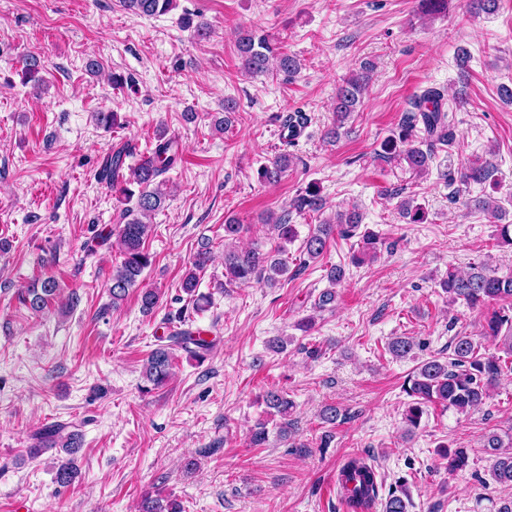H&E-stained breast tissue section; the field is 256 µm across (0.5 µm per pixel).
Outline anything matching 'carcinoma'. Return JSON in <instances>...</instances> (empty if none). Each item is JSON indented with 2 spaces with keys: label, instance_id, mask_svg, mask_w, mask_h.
Wrapping results in <instances>:
<instances>
[{
  "label": "carcinoma",
  "instance_id": "carcinoma-1",
  "mask_svg": "<svg viewBox=\"0 0 512 512\" xmlns=\"http://www.w3.org/2000/svg\"><path fill=\"white\" fill-rule=\"evenodd\" d=\"M125 9L143 16L161 15L175 6V0H122ZM237 43L242 56V68L252 75L265 73H283L289 77L298 73L300 62L293 55L279 51L269 38L253 31L237 32ZM40 61L32 55L24 59L21 72L25 78L40 86ZM374 64L366 61L360 70L343 81L336 89L334 102L335 122L325 132V139L334 143L340 137V129L362 105L363 92L371 80ZM445 93L437 87H428L410 101L409 112L400 120L397 130L382 143V157L399 158L417 174L429 170L435 149L450 147L456 141V134L448 120L445 110ZM134 153V147L123 145L113 151L98 173L100 181L119 186L124 207L119 213L117 243L123 260L120 266L112 270L109 286L110 306L118 307L137 285L143 271L152 264L150 254L145 250V241L150 225L144 219L156 212L168 196L166 180L162 179L171 167L181 160L180 148L176 140L161 131L156 144L147 155L136 164L125 166V159ZM292 158L280 153L259 169V178L265 183H276L288 170ZM494 165L480 158L474 159L470 166L456 172H448V186L465 184L470 180L485 181L492 177ZM326 207V200L317 184H309L305 191L298 194L290 209L276 216L268 213L263 217L265 224L277 239L275 247L269 251L258 248L243 250L233 244L243 231L244 225L234 219L224 224V284L245 286L253 282L264 283L270 287L278 277L288 273V264L282 258L286 252L285 244L296 236L295 225L291 224V213L304 215L320 212ZM402 218L412 224H423L427 213L420 204L407 199L399 204ZM362 217L355 210L339 213L336 222L324 221L313 228L304 240L303 252L309 260L321 257L327 244L334 235L345 238L356 236ZM362 251L352 256V263L360 265L373 261L380 254L383 242L366 231L361 235ZM212 260L209 242H203L194 254L192 269L181 283L183 292L193 297L199 279L197 273L206 269ZM344 269L333 267L328 273L330 287L321 291L314 306L319 312L329 309L336 303V286L344 279ZM440 287L448 294V300H462L472 307H483L491 301L501 303L485 317L484 334L493 338H502L503 350L512 356V274L500 275L489 269L486 263L474 264L467 272L448 268L446 277L440 280ZM60 285L53 276L35 279L31 285L18 292L19 303L34 313H41L49 304L57 301ZM171 341L202 360L211 350V343L201 336H195L187 329L170 336ZM423 343L409 336H400L388 343L389 352L403 358L410 355ZM449 360L442 362L431 358L422 362L415 372L403 384V391L413 398L404 414L406 432L419 427L425 407L438 403L458 413H466L485 403L488 389L502 375L505 363L494 353H479L473 338L457 335L453 338ZM171 348L161 345L154 349L143 364V377L155 386L164 385L171 377L173 369ZM268 408L275 410L283 422L280 434L288 435L291 422L288 413L293 401L277 390H268L264 394ZM36 443L29 453L37 456L50 448H59L66 454H73L80 448L79 437L75 434L62 435L58 428L45 429L35 435ZM482 449L492 460L490 475L501 485L512 486V437L504 441L497 432L487 434ZM442 457L448 461V472L465 469L469 462L468 449L457 447L444 450ZM75 478L72 461L68 458L57 463L55 480L60 485H69ZM338 489L347 498L351 512H370L379 495L378 473L372 465L360 456L349 458L341 467L338 475ZM410 501L406 492H391L384 502V512H408ZM141 512H183L181 505L162 493L146 495L142 501Z\"/></svg>",
  "mask_w": 512,
  "mask_h": 512
}]
</instances>
